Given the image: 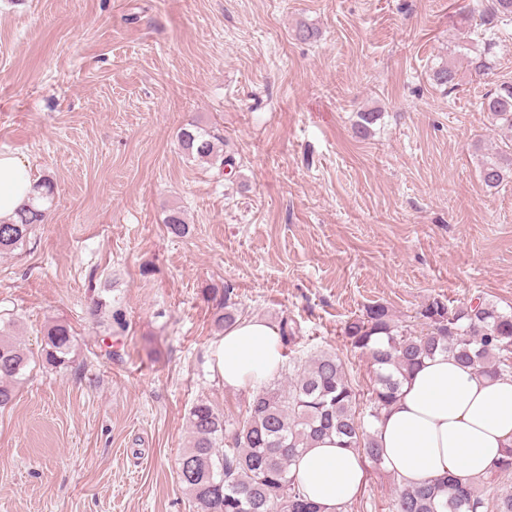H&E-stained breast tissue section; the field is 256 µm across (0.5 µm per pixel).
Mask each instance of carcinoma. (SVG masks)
Returning a JSON list of instances; mask_svg holds the SVG:
<instances>
[{"instance_id":"carcinoma-1","label":"carcinoma","mask_w":512,"mask_h":512,"mask_svg":"<svg viewBox=\"0 0 512 512\" xmlns=\"http://www.w3.org/2000/svg\"><path fill=\"white\" fill-rule=\"evenodd\" d=\"M490 19L512 20V0H492ZM493 43H470L468 66L476 77L489 81V55ZM459 69L444 62L432 71L433 83L445 91L458 84ZM483 109L495 125L507 132L503 145L485 155L480 174L485 186L496 189L512 179V84L503 83L485 93ZM376 112L358 113L355 133L370 134ZM221 136L194 123L181 128L177 142L189 159H218ZM36 200L20 208L15 218L0 222V252L27 241L44 223L54 201L49 182L37 185ZM168 233L187 235L183 212L173 209L165 217ZM222 313L214 327L222 332L239 314L224 289ZM415 329L394 318L388 307L376 304L350 319L344 336L350 345L372 360L374 380L367 393L369 424L397 398L403 382L424 360L448 353L482 374H512V311L491 301L449 306L441 299L427 302L416 315ZM75 336L66 321L56 320L44 332L41 361L51 366L69 362ZM34 359L0 325V410L14 402L26 370ZM360 394L347 377L340 358L320 353L289 369L288 385L270 383L253 390L242 418L229 420L209 400L199 399L188 414L191 438L178 460V480L195 512H321L307 501L291 475L295 458L323 436L336 434L347 448L362 452L372 464H382V448L374 432L356 416ZM512 470V450L493 471L474 484L433 479L402 487L391 500L389 512H512V491L494 486V478Z\"/></svg>"}]
</instances>
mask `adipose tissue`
Returning a JSON list of instances; mask_svg holds the SVG:
<instances>
[{
  "instance_id": "1",
  "label": "adipose tissue",
  "mask_w": 512,
  "mask_h": 512,
  "mask_svg": "<svg viewBox=\"0 0 512 512\" xmlns=\"http://www.w3.org/2000/svg\"><path fill=\"white\" fill-rule=\"evenodd\" d=\"M36 185L25 157L0 154V220L32 202ZM213 356L226 389L255 387L282 365L279 332L260 318L240 320L225 329ZM375 431L383 464L401 486L446 475L478 481L512 449V376L488 377L435 355L404 383ZM292 472L308 499L337 512L359 492L365 465L330 436L299 456Z\"/></svg>"
}]
</instances>
